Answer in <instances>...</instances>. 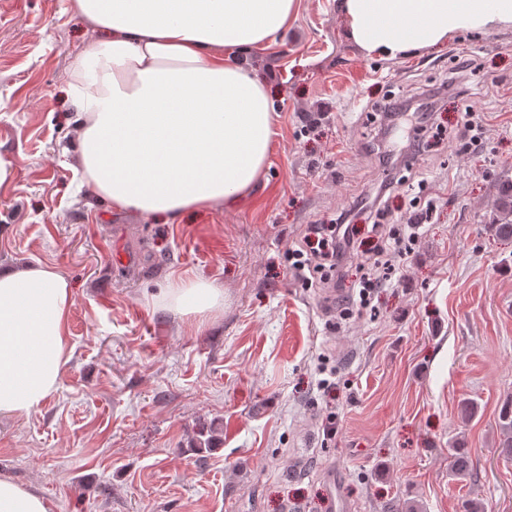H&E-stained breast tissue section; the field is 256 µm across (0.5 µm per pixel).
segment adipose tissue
<instances>
[{
    "instance_id": "obj_1",
    "label": "adipose tissue",
    "mask_w": 512,
    "mask_h": 512,
    "mask_svg": "<svg viewBox=\"0 0 512 512\" xmlns=\"http://www.w3.org/2000/svg\"><path fill=\"white\" fill-rule=\"evenodd\" d=\"M97 31L67 95L76 114L82 183L115 210L178 223L235 206L263 179L275 136L266 85L234 55L272 44L298 0H73ZM347 37L396 60L467 31L512 29V0H340ZM203 321L224 291L197 278L167 292ZM68 281L42 265L0 272V414L30 415L71 358ZM0 512H48L44 498L0 476Z\"/></svg>"
}]
</instances>
